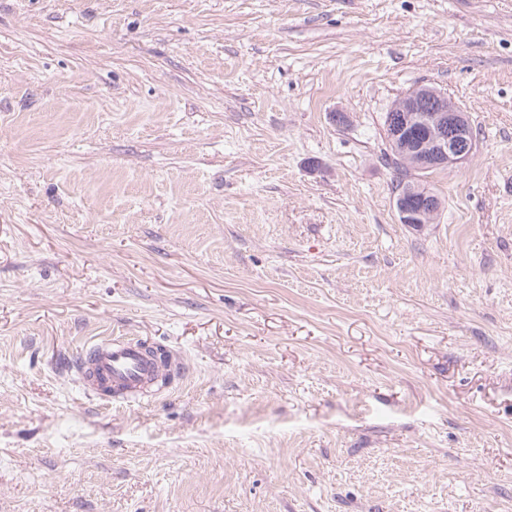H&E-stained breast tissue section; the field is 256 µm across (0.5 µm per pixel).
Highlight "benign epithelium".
Masks as SVG:
<instances>
[{"label": "benign epithelium", "instance_id": "1", "mask_svg": "<svg viewBox=\"0 0 512 512\" xmlns=\"http://www.w3.org/2000/svg\"><path fill=\"white\" fill-rule=\"evenodd\" d=\"M386 124V139L412 172L445 170L469 159L477 147L469 116L448 95L421 84L396 99ZM416 190L409 186L399 196L396 210L403 224H431L443 207L440 197L419 195L417 207L409 205Z\"/></svg>", "mask_w": 512, "mask_h": 512}]
</instances>
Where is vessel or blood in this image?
Here are the masks:
<instances>
[{"label":"vessel or blood","mask_w":512,"mask_h":512,"mask_svg":"<svg viewBox=\"0 0 512 512\" xmlns=\"http://www.w3.org/2000/svg\"><path fill=\"white\" fill-rule=\"evenodd\" d=\"M165 373L139 341L106 336L89 343L77 361L81 384L105 401H131Z\"/></svg>","instance_id":"obj_1"}]
</instances>
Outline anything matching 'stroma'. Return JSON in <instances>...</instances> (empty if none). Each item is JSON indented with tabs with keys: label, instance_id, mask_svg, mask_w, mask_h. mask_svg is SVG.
<instances>
[{
	"label": "stroma",
	"instance_id": "35a3bbf8",
	"mask_svg": "<svg viewBox=\"0 0 512 512\" xmlns=\"http://www.w3.org/2000/svg\"><path fill=\"white\" fill-rule=\"evenodd\" d=\"M100 336L176 370L105 404ZM0 512H512V0H0ZM385 125L390 153H384V159L398 175L394 189L395 201L399 198L396 210L400 221L418 227L432 224L443 207L441 198L428 193L413 196L418 191L411 185H416L422 192L427 190L425 185L408 179L409 172L391 157L394 151L411 172L423 173L445 170L469 159L477 147L469 113L447 94L421 84L392 103L384 117ZM408 184L410 186L398 196L402 185L406 187ZM414 197L420 199L417 208L409 205V198Z\"/></svg>",
	"mask_w": 512,
	"mask_h": 512
}]
</instances>
